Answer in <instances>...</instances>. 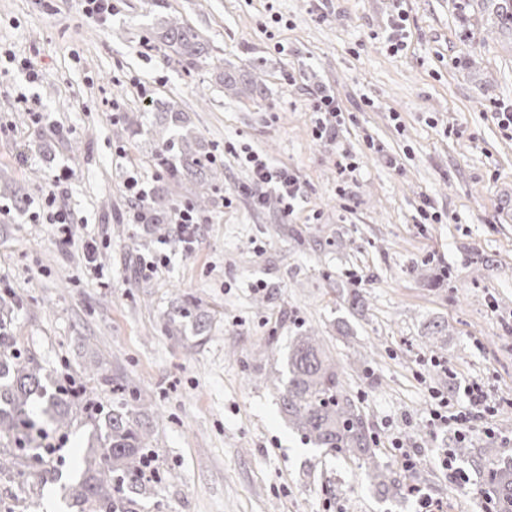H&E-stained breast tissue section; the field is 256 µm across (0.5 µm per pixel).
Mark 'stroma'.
Wrapping results in <instances>:
<instances>
[{
    "label": "stroma",
    "instance_id": "stroma-1",
    "mask_svg": "<svg viewBox=\"0 0 512 512\" xmlns=\"http://www.w3.org/2000/svg\"><path fill=\"white\" fill-rule=\"evenodd\" d=\"M104 20L82 0H0V182L25 186V213L0 190V297L17 345L92 409L112 408V384L145 397L149 445L162 477L137 512H418L416 497L383 498L358 461L305 442L284 418L272 381L300 329L320 336L373 433V460L446 512H484L480 475L453 481L439 462L452 436L429 422L432 392L460 398L480 383L497 411L475 457L512 458V32L482 0H405L408 53H390L392 0H115ZM176 15L209 40L194 73L163 64L150 40ZM31 59L29 80L16 67ZM295 80L285 84L283 77ZM332 91L345 117L336 143L317 140L310 101ZM175 101L224 168L197 242L154 236L129 220L126 177L154 167L146 120ZM292 169L304 186L291 217L251 183L248 155ZM357 168L341 174L342 155ZM56 202L47 207V187ZM430 200L438 224L419 221ZM72 233L61 242L52 208ZM38 213L29 222V213ZM96 240L100 273L85 264ZM165 249L158 275L139 259ZM358 289L364 305L352 308ZM210 315L207 335L168 336L184 298ZM357 369H350V362ZM30 430L0 475V512H72L63 487L91 428ZM418 456L405 469L391 446ZM60 454L42 452L43 442Z\"/></svg>",
    "mask_w": 512,
    "mask_h": 512
}]
</instances>
